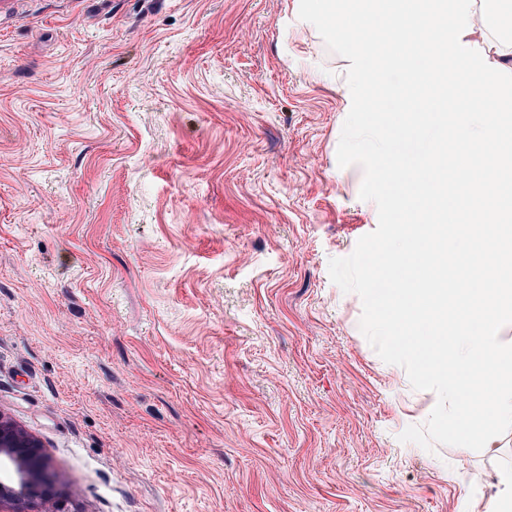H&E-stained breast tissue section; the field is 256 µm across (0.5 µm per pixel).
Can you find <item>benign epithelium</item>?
<instances>
[{
  "label": "benign epithelium",
  "instance_id": "obj_1",
  "mask_svg": "<svg viewBox=\"0 0 512 512\" xmlns=\"http://www.w3.org/2000/svg\"><path fill=\"white\" fill-rule=\"evenodd\" d=\"M0 458L13 468L17 482L0 484L6 512H59L57 477L48 466L42 442L0 415Z\"/></svg>",
  "mask_w": 512,
  "mask_h": 512
}]
</instances>
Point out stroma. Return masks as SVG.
<instances>
[{"mask_svg": "<svg viewBox=\"0 0 512 512\" xmlns=\"http://www.w3.org/2000/svg\"><path fill=\"white\" fill-rule=\"evenodd\" d=\"M295 0H0V415L62 512H479L329 276L378 225Z\"/></svg>", "mask_w": 512, "mask_h": 512, "instance_id": "35a3bbf8", "label": "stroma"}]
</instances>
